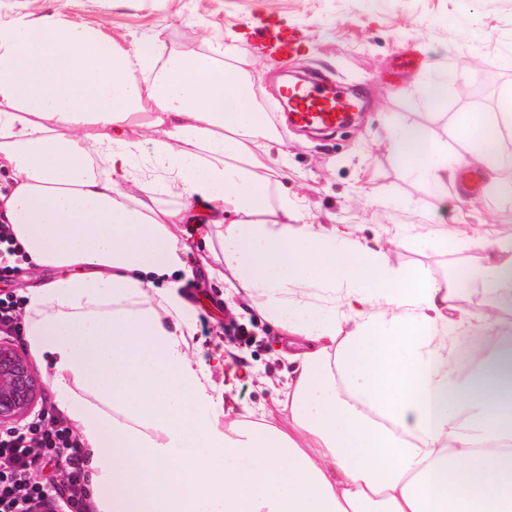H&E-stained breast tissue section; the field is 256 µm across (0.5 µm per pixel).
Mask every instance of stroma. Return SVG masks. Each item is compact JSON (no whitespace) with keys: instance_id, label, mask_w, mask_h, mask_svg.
Returning a JSON list of instances; mask_svg holds the SVG:
<instances>
[{"instance_id":"35a3bbf8","label":"stroma","mask_w":512,"mask_h":512,"mask_svg":"<svg viewBox=\"0 0 512 512\" xmlns=\"http://www.w3.org/2000/svg\"><path fill=\"white\" fill-rule=\"evenodd\" d=\"M58 11L65 19L102 30L125 48L158 36L164 54L223 44L233 64L248 72L259 104L278 139L272 156L288 170L270 185L272 199L287 195L307 223L336 225L350 240L382 250L395 269L421 268L458 289L456 316L486 309L491 294L469 280L472 268L492 260L495 247L512 241V204L483 183L479 193L457 183L461 168H482L474 144L459 138L457 124L479 117L486 140L512 153V0H0V19ZM272 18L306 38L295 63L365 88L373 105L344 134L329 138L288 127L277 114L286 74L257 59L249 35L256 20ZM424 61L421 74L404 82L391 73L396 54ZM447 80L437 104L425 85ZM417 127L448 155V175L433 186L394 155L396 131ZM180 293L194 314L192 351L221 357L237 369L232 394L237 406L276 414L278 390L289 365L281 355L279 328L250 307L243 295L209 280L207 265L194 259ZM253 333L242 344L225 336L230 323ZM68 464L42 455L34 476L54 485L60 512H69L71 474L83 471L79 449L65 450Z\"/></svg>"}]
</instances>
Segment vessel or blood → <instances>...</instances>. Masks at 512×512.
<instances>
[{
    "instance_id": "obj_1",
    "label": "vessel or blood",
    "mask_w": 512,
    "mask_h": 512,
    "mask_svg": "<svg viewBox=\"0 0 512 512\" xmlns=\"http://www.w3.org/2000/svg\"><path fill=\"white\" fill-rule=\"evenodd\" d=\"M303 40V35L293 29L264 27L254 32L251 48L256 57L272 58L285 66L299 56ZM280 97L287 102L291 125L305 131L331 132L349 121L362 99L358 89L319 73L298 83H287Z\"/></svg>"
}]
</instances>
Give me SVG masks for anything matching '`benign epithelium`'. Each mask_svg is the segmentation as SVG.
Masks as SVG:
<instances>
[{"label": "benign epithelium", "instance_id": "benign-epithelium-1", "mask_svg": "<svg viewBox=\"0 0 512 512\" xmlns=\"http://www.w3.org/2000/svg\"><path fill=\"white\" fill-rule=\"evenodd\" d=\"M41 379L11 339H0V428L15 427L38 406Z\"/></svg>", "mask_w": 512, "mask_h": 512}]
</instances>
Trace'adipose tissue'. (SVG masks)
Wrapping results in <instances>:
<instances>
[{
	"mask_svg": "<svg viewBox=\"0 0 512 512\" xmlns=\"http://www.w3.org/2000/svg\"><path fill=\"white\" fill-rule=\"evenodd\" d=\"M260 112L223 46L127 49L55 11L0 22V222L43 273L23 334L79 436L90 512H512V247L473 272L495 307L448 320L452 284L271 206ZM140 120L164 132L148 152ZM392 149L442 185L423 132ZM180 224L202 228L211 279L303 339L282 422L225 407L231 384L190 352ZM477 324L489 348L450 358Z\"/></svg>",
	"mask_w": 512,
	"mask_h": 512,
	"instance_id": "adipose-tissue-1",
	"label": "adipose tissue"
}]
</instances>
